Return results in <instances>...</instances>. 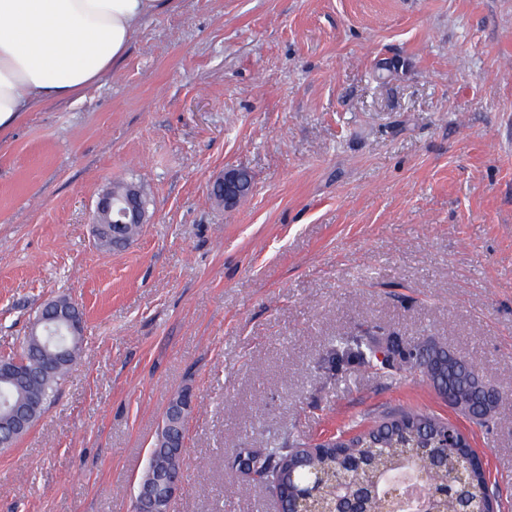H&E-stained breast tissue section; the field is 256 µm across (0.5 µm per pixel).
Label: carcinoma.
<instances>
[{
    "mask_svg": "<svg viewBox=\"0 0 512 512\" xmlns=\"http://www.w3.org/2000/svg\"><path fill=\"white\" fill-rule=\"evenodd\" d=\"M142 225L99 224V243L113 248L112 235L130 241ZM36 332L24 336L21 351L0 358V439L9 447L18 441L11 431L8 414L17 409L37 421L48 409L60 380L77 359L81 333H70L65 322L37 309ZM344 361L382 373L417 372L449 405L482 424L496 416L499 393L486 385L471 360L458 356L442 344L425 341L404 346L384 344L372 336H350L336 340L327 354V369L333 371ZM150 451L149 462L138 487L151 485L163 491L168 453L176 445L175 428L165 424ZM459 428L426 412L401 409L391 412L349 434L333 435L326 441L288 439L270 448L243 450L230 455L249 454L248 465L259 484L279 490L318 482V496L336 502L335 512L356 505L363 512H397L398 497L390 495L398 482L408 476L432 490L429 512H468L480 494L488 492L483 469L467 466L476 455L471 446L449 448L443 437L453 438Z\"/></svg>",
    "mask_w": 512,
    "mask_h": 512,
    "instance_id": "obj_1",
    "label": "carcinoma"
}]
</instances>
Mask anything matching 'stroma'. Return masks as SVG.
Returning a JSON list of instances; mask_svg holds the SVG:
<instances>
[{"label":"stroma","mask_w":512,"mask_h":512,"mask_svg":"<svg viewBox=\"0 0 512 512\" xmlns=\"http://www.w3.org/2000/svg\"><path fill=\"white\" fill-rule=\"evenodd\" d=\"M232 167L254 190L227 208ZM122 179L147 184V222L109 251L93 212ZM60 295L81 357L0 448V512H133L185 388L169 512H276L228 449L393 408L464 431L512 512V0H169L80 101L0 130V355ZM366 332L470 358L495 423L413 373L329 374ZM214 194L224 201V206L237 204L240 198L252 191V177L246 169L234 167L225 169L224 175L214 185Z\"/></svg>","instance_id":"stroma-1"}]
</instances>
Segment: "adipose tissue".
Wrapping results in <instances>:
<instances>
[{
  "mask_svg": "<svg viewBox=\"0 0 512 512\" xmlns=\"http://www.w3.org/2000/svg\"><path fill=\"white\" fill-rule=\"evenodd\" d=\"M163 0H0V126L76 100L120 61Z\"/></svg>",
  "mask_w": 512,
  "mask_h": 512,
  "instance_id": "adipose-tissue-1",
  "label": "adipose tissue"
}]
</instances>
